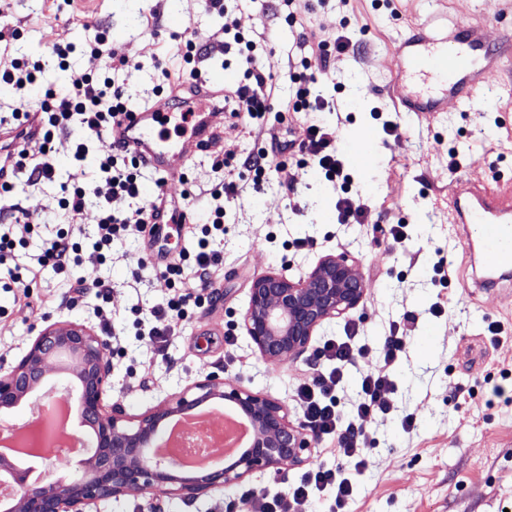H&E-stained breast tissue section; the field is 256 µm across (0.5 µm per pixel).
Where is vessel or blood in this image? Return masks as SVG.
Masks as SVG:
<instances>
[{
    "label": "vessel or blood",
    "instance_id": "b4317fda",
    "mask_svg": "<svg viewBox=\"0 0 512 512\" xmlns=\"http://www.w3.org/2000/svg\"><path fill=\"white\" fill-rule=\"evenodd\" d=\"M421 24L402 38L397 68L391 75L399 103L406 112H443L448 103L467 107L477 87L492 71L512 72V47H492L475 28L456 26L448 35H425ZM230 75L215 72L196 96L198 116L183 126L180 140L170 144L163 131L174 115L167 98L160 97L123 114L120 139L166 181L182 176L170 161L172 152L188 153L211 146L216 131L208 116L215 89L231 84ZM453 221L470 225L480 247L481 275L476 284L495 287L512 277V192L473 188L457 182L451 192Z\"/></svg>",
    "mask_w": 512,
    "mask_h": 512
}]
</instances>
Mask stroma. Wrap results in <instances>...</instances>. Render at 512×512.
Here are the masks:
<instances>
[{
	"label": "stroma",
	"instance_id": "1",
	"mask_svg": "<svg viewBox=\"0 0 512 512\" xmlns=\"http://www.w3.org/2000/svg\"><path fill=\"white\" fill-rule=\"evenodd\" d=\"M225 5L238 31L264 46L260 64L280 82L274 112L266 114L256 134L216 108L219 140L210 149L181 156L189 182L166 185L158 231L114 243L104 264H84L86 279L111 281L104 302L91 292L72 296L59 276L39 263L46 240L68 225L53 196L61 184L90 183L95 172V154L79 165L71 159V143L83 137L82 129H73L70 139H54L55 181L23 187L13 197L39 232L16 251L17 264L36 278L27 302L15 289L0 288V374L20 361L41 329L57 322L98 328L102 308L119 345L111 356L106 404H120L136 417L216 374L279 400L291 420L300 421L292 395L299 382L314 376L313 358L265 362L251 348L241 316L255 276L279 273L296 280L323 256L347 251L365 286L364 299L345 319L318 329L312 347L341 335L350 321L358 325L362 341L377 349L391 322L406 313L417 317L405 356L388 370L396 385L393 409L374 427L371 466L347 512H512V289L461 291L472 270L450 208V190L459 178L480 188H512V97L497 90L505 74L492 73L490 90L477 94L468 108L451 103L433 114L404 112L389 75L401 37L417 16L438 7L433 0H350L344 7L338 0H299L292 22L280 0H226ZM438 8L443 15L432 28L439 32L466 24L481 29L494 47L505 45L512 32V0H444ZM224 15L207 0H0V20L21 33L18 40L0 42V59L23 55L44 62L39 85L61 90L66 74L51 57L53 44L73 43L71 69L98 73L103 61L85 54L84 47L106 34L109 49L140 67L138 83L128 89L134 107L152 98L160 67L178 70L181 60L171 45L174 35L184 32L208 45L206 71L221 69L242 79L236 52L224 49ZM341 35L351 46L328 56L314 86L328 107L283 111L289 85L282 77L299 38L330 42ZM388 121L397 123L396 134L386 133ZM312 123L336 130V154L350 175L349 194L364 206L360 222L339 223L332 184L313 167L295 166L303 131ZM359 127L374 135L373 158L365 166L353 161L343 141ZM261 149L283 167L257 185L242 163ZM218 155L224 158L220 169L212 166ZM452 158L459 163L454 173L448 169ZM228 181L238 185L239 195L226 205L224 264L210 288L190 273L179 282L181 293L201 294L205 301L189 306L164 352H157L137 338L135 310L163 302L168 290L139 268L164 266L193 249L195 236L173 223L175 212L188 209L192 224H203L211 190ZM187 185L194 192L188 203L181 198ZM389 224L405 225L404 246L382 233ZM442 257L450 262L444 280L434 271ZM435 304L440 313H432ZM492 324L500 329L498 337L488 331ZM496 384L503 388L498 396L491 391ZM408 414L415 417L409 431L402 427ZM302 472L299 466L258 472L192 501L177 496L157 501L135 491L89 505L87 512H225L229 504L235 512H254L245 491L281 496Z\"/></svg>",
	"mask_w": 512,
	"mask_h": 512
}]
</instances>
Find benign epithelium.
Segmentation results:
<instances>
[{
  "label": "benign epithelium",
  "mask_w": 512,
  "mask_h": 512,
  "mask_svg": "<svg viewBox=\"0 0 512 512\" xmlns=\"http://www.w3.org/2000/svg\"><path fill=\"white\" fill-rule=\"evenodd\" d=\"M364 292L350 254L326 255L298 281L276 273L254 278L242 327L262 359L293 361L307 352L318 327L357 308ZM56 363L75 379L92 446L72 461L76 476L68 482H30L16 460L0 455V512H85L95 501L131 491L158 500L170 495L194 500L213 487L238 485L257 471L299 466L315 443L314 431L291 421L278 400L214 376L195 383L193 394L184 392L137 418L117 405L108 409L104 396L112 387V363L103 339L73 322L41 330L19 363L0 376V409L16 406L40 388ZM215 399L251 421L255 433L249 447L224 467L196 475L151 461L150 441L168 419Z\"/></svg>",
  "instance_id": "obj_1"
}]
</instances>
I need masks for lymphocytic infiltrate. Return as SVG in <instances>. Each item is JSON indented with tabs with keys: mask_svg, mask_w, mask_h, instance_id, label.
<instances>
[{
	"mask_svg": "<svg viewBox=\"0 0 512 512\" xmlns=\"http://www.w3.org/2000/svg\"><path fill=\"white\" fill-rule=\"evenodd\" d=\"M238 53L246 67V81L239 84L228 100L234 112H241L249 127H259L261 119L274 109L276 83L257 65L255 41L237 38ZM302 74L291 75L296 89L288 101L292 112L322 110L325 100L312 95L309 86L316 83V74L310 73L312 60H326L325 42L310 45L307 39L297 43ZM129 109L126 90L114 85L111 78H97L86 72H71L64 91H46L41 103L32 113L12 112L8 131L16 133L18 145L0 144L5 157L0 160V198L9 197L18 184L35 186L53 181L55 167L48 157L49 144L54 138L69 136L73 126H80L85 136L73 141L75 161H83L88 152V140L98 144L99 162L91 186L62 184L57 205L64 210L71 224L49 239L41 256L42 265L51 267L64 276L70 290L81 294L96 290L104 296L110 284L103 279L87 281L81 274L85 258L105 261L115 241L136 231H144L151 220L159 218L161 211L156 202L141 203L134 214H126L122 205L142 196L143 160L135 156L122 143L113 141L112 132L120 114ZM310 155L320 172L331 183L347 184L349 176L343 162L338 159L334 142L336 132L327 126L311 125L306 129ZM236 193L234 183H227L211 192L216 205L212 208L197 238L193 255H181L159 269L158 276L172 291L166 304L151 307L142 318L143 333L155 344H165L174 335L177 321L185 314L187 296L175 293L174 286L185 273H194L201 282H211L222 266L224 258L216 249L217 241L224 238V204ZM95 206L98 222L91 246L81 241L79 224L88 206ZM370 351L357 343L355 334L348 333L324 342L320 351L331 363L330 371L322 372L312 382L298 386L296 396L304 420L317 434L333 436L338 440V452L344 466L326 469L312 467L300 484L289 490L287 496L266 503L263 512H306L309 499L316 495H329L330 512H340L354 497L360 476L368 468L365 450V428L378 414L390 408L389 395L394 390L392 381L381 371H367L361 377L360 391L350 409H342L336 395L346 367L367 359Z\"/></svg>",
	"mask_w": 512,
	"mask_h": 512,
	"instance_id": "lymphocytic-infiltrate-1",
	"label": "lymphocytic infiltrate"
}]
</instances>
